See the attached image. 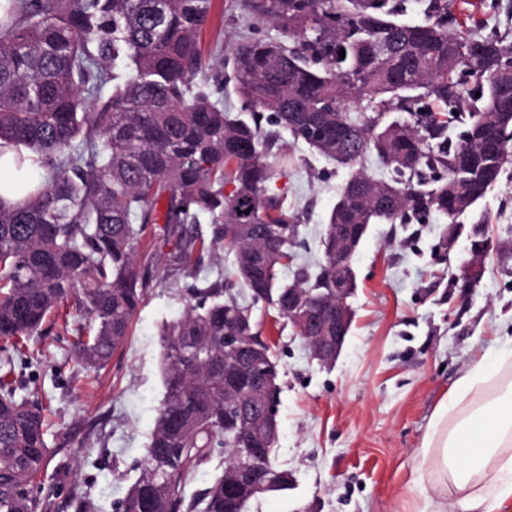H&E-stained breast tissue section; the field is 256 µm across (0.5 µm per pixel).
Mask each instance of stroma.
<instances>
[{
	"instance_id": "35a3bbf8",
	"label": "stroma",
	"mask_w": 512,
	"mask_h": 512,
	"mask_svg": "<svg viewBox=\"0 0 512 512\" xmlns=\"http://www.w3.org/2000/svg\"><path fill=\"white\" fill-rule=\"evenodd\" d=\"M234 2L214 0L206 53L232 33L279 38L275 25ZM469 10L481 35L512 41V0L490 14L470 0ZM279 147L292 162L276 170L269 190L298 215L305 246L295 263L312 267L323 259L321 238L350 170L288 136ZM480 219L489 248L479 282L467 288L462 265ZM459 223L453 240L436 213L424 224L371 225L352 261L351 330L330 365L312 361L289 324L254 309L278 370L274 463L294 479L292 489L260 500L259 512H420L413 477L434 409L458 378L512 343V160ZM144 247L163 261L105 368L87 369L73 353V332L58 323L11 359L18 394L45 406L51 454L33 489L50 497L51 512H118L140 473L164 397L160 331L187 305L170 246L150 234Z\"/></svg>"
}]
</instances>
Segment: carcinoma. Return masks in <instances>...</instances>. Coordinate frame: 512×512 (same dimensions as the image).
<instances>
[{"mask_svg":"<svg viewBox=\"0 0 512 512\" xmlns=\"http://www.w3.org/2000/svg\"><path fill=\"white\" fill-rule=\"evenodd\" d=\"M467 2L429 0V20L410 23L403 0H247L282 38L234 44L242 112L233 115L204 79L213 0H0V154L13 152L18 172V199L0 198V348L20 350L66 305L75 355L103 368L152 287L154 253L141 249L150 224L163 223L175 265L193 279L183 316L161 330L164 400L120 512H250L291 488L258 408V475L227 493L230 460L210 487L185 494L213 449L232 454V397L276 372L253 307L280 316L288 289L313 298L334 287L336 225L424 224L438 213L456 235L457 218L498 183L512 143V43L448 30ZM89 99L98 111H86ZM388 112L407 117L384 125ZM451 126L461 128L454 144ZM284 132L352 168L328 218L324 263L289 282L281 268L298 224L267 187ZM372 150L397 180L359 168ZM27 161L42 179L22 173ZM450 198L460 208L448 209ZM202 217L207 241L188 230ZM198 248L231 251L224 282L199 285ZM226 336L244 342L231 351ZM47 436L41 403L0 376V512H50L31 488Z\"/></svg>","mask_w":512,"mask_h":512,"instance_id":"obj_1","label":"carcinoma"}]
</instances>
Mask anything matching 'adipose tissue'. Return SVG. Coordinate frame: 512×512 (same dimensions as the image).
Returning a JSON list of instances; mask_svg holds the SVG:
<instances>
[{
    "label": "adipose tissue",
    "mask_w": 512,
    "mask_h": 512,
    "mask_svg": "<svg viewBox=\"0 0 512 512\" xmlns=\"http://www.w3.org/2000/svg\"><path fill=\"white\" fill-rule=\"evenodd\" d=\"M416 479L431 512H512V349L461 376L434 410Z\"/></svg>",
    "instance_id": "obj_1"
}]
</instances>
